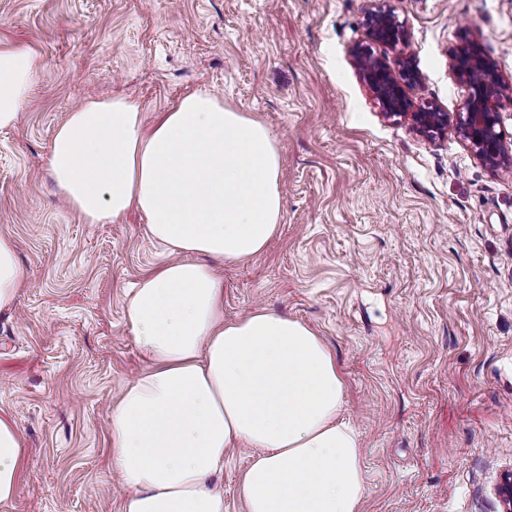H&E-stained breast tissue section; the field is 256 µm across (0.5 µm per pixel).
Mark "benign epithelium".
Segmentation results:
<instances>
[{
	"instance_id": "1",
	"label": "benign epithelium",
	"mask_w": 512,
	"mask_h": 512,
	"mask_svg": "<svg viewBox=\"0 0 512 512\" xmlns=\"http://www.w3.org/2000/svg\"><path fill=\"white\" fill-rule=\"evenodd\" d=\"M372 38L395 45L407 41V32L392 12L378 4L371 14ZM358 67L370 89L389 117H409L413 128L422 135L432 137L448 124V114L426 107L414 108L402 84L383 61L355 50ZM454 76L465 84L468 94L462 111L457 114L458 135L472 151L494 169H512V147L505 144L496 112V99L506 92L512 94V84H506L494 59L485 55L473 42L457 48L450 58ZM503 512H512V472L504 474L495 488Z\"/></svg>"
}]
</instances>
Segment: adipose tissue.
Wrapping results in <instances>:
<instances>
[{"label":"adipose tissue","mask_w":512,"mask_h":512,"mask_svg":"<svg viewBox=\"0 0 512 512\" xmlns=\"http://www.w3.org/2000/svg\"><path fill=\"white\" fill-rule=\"evenodd\" d=\"M42 70L26 46L0 50V129L14 126ZM280 157L258 121L200 90L145 121L127 97L92 100L56 130L49 171L87 223L130 209L168 250L131 289L125 321L147 366L109 418L119 512H224L214 482L250 449L246 512H361V435L341 418L345 383L303 323L258 310L224 319L217 264L264 251L281 218ZM23 286L17 245L0 235V313ZM21 429L0 414V512L20 493Z\"/></svg>","instance_id":"adipose-tissue-1"}]
</instances>
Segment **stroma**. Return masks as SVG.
Here are the masks:
<instances>
[{
	"instance_id": "stroma-1",
	"label": "stroma",
	"mask_w": 512,
	"mask_h": 512,
	"mask_svg": "<svg viewBox=\"0 0 512 512\" xmlns=\"http://www.w3.org/2000/svg\"><path fill=\"white\" fill-rule=\"evenodd\" d=\"M374 0H0V49L43 64L0 130V234L24 286L0 314V413L28 464L9 512H119L110 411L145 362L125 292L167 250L144 216L89 224L50 177L57 127L92 99L146 119L207 89L265 125L282 213L265 250L221 268L224 318L259 309L323 338L360 433L361 512H501L512 470V173L455 124L425 138L386 117L361 46L420 74L408 97L456 116L450 71L465 41L512 82V0H386L409 40H371Z\"/></svg>"
}]
</instances>
